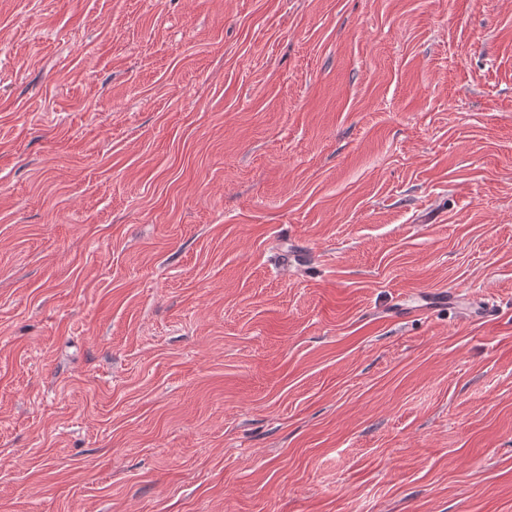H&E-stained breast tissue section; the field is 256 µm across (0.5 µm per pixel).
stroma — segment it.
<instances>
[{
	"label": "stroma",
	"instance_id": "obj_1",
	"mask_svg": "<svg viewBox=\"0 0 512 512\" xmlns=\"http://www.w3.org/2000/svg\"><path fill=\"white\" fill-rule=\"evenodd\" d=\"M0 512H512V0H0Z\"/></svg>",
	"mask_w": 512,
	"mask_h": 512
}]
</instances>
